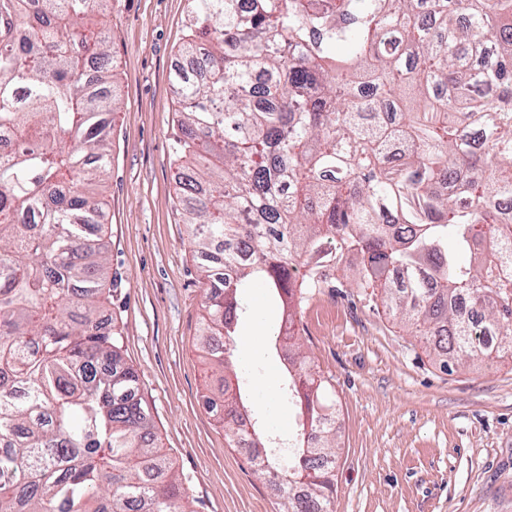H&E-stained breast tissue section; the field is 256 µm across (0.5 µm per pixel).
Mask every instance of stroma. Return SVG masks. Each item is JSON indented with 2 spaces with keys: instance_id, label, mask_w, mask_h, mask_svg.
<instances>
[{
  "instance_id": "stroma-1",
  "label": "stroma",
  "mask_w": 512,
  "mask_h": 512,
  "mask_svg": "<svg viewBox=\"0 0 512 512\" xmlns=\"http://www.w3.org/2000/svg\"><path fill=\"white\" fill-rule=\"evenodd\" d=\"M188 0H109L103 22L119 108L112 130L103 240L122 355L136 371L154 430L191 512H281V500L204 405L215 377L199 345L205 290L176 196L182 135L172 72L186 41ZM332 272L294 318L311 367L336 403L335 512H512V359L443 373L418 338L373 310L351 269ZM262 324L242 357L269 425L294 433L275 348L286 314L264 288L247 291Z\"/></svg>"
}]
</instances>
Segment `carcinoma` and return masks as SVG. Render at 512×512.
I'll return each instance as SVG.
<instances>
[{
	"label": "carcinoma",
	"instance_id": "1",
	"mask_svg": "<svg viewBox=\"0 0 512 512\" xmlns=\"http://www.w3.org/2000/svg\"><path fill=\"white\" fill-rule=\"evenodd\" d=\"M99 0H0V512H186L112 317L103 187L116 93ZM176 183L219 395L246 289L288 311L360 258L372 302L451 373L512 353V0H189ZM401 136L406 157L382 160ZM309 278L296 279L298 265ZM257 463L286 512H333L327 381ZM224 413L240 443L245 388ZM252 439L273 433L254 420Z\"/></svg>",
	"mask_w": 512,
	"mask_h": 512
}]
</instances>
